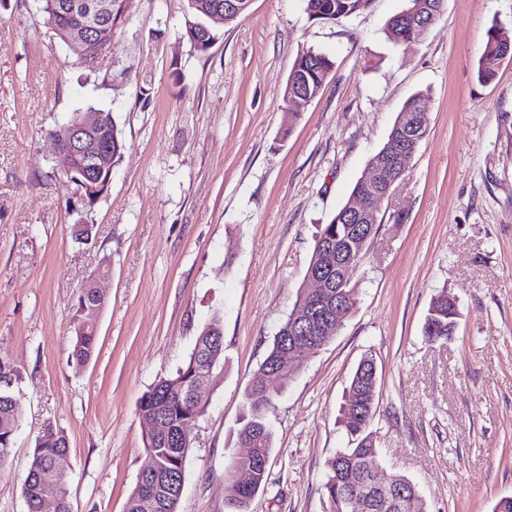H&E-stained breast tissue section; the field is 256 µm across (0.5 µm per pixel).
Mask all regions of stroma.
Here are the masks:
<instances>
[{"instance_id": "obj_1", "label": "stroma", "mask_w": 512, "mask_h": 512, "mask_svg": "<svg viewBox=\"0 0 512 512\" xmlns=\"http://www.w3.org/2000/svg\"><path fill=\"white\" fill-rule=\"evenodd\" d=\"M405 3L319 23L303 0H251L200 53L184 36L188 0H130L88 67L39 0H0V357L19 376L21 416L0 512H27L23 481L49 423L69 442L72 512H124L149 464L139 401L215 314L224 367L190 429L178 512H230L224 474L241 452L245 389L306 286L321 225L420 91L429 133L377 204L355 308L288 385L270 387L268 479L249 512H325L326 463L347 443L339 405L366 356L379 462L410 478L429 512H492L512 495V62L477 78L488 28L512 35V0H444L425 38L398 47L385 26ZM308 49L334 68L299 107L283 87ZM91 106L112 111L126 147L85 216L53 170L50 132ZM91 278L107 304L78 368L72 325ZM443 290L458 326L431 343L422 327Z\"/></svg>"}]
</instances>
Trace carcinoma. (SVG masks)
Segmentation results:
<instances>
[{"mask_svg":"<svg viewBox=\"0 0 512 512\" xmlns=\"http://www.w3.org/2000/svg\"><path fill=\"white\" fill-rule=\"evenodd\" d=\"M42 11L54 35L84 64L94 61L101 47L94 40L78 37L77 29L86 22L85 14L77 8L81 0H41ZM194 21L186 25V36L193 47L206 52L216 39L215 26L233 24L234 16L224 21V0H188ZM305 11L315 21L335 22L367 9L372 0H304ZM440 0H406L404 9L394 15L387 24L391 33H398V44L417 42L419 28L424 22H436L441 11ZM209 32V43L197 40L199 29ZM512 53V43L500 35L497 26L486 33L477 65V78L482 83L491 82L499 69L505 52ZM333 61L326 54L307 50L300 54L290 70L289 76L302 79L301 89L321 92ZM426 97L417 93L410 97L398 112L387 140L374 158L397 155L400 148L409 144L404 130V117L425 105ZM99 126L112 141V164H117L124 151L122 131L112 112L99 110ZM53 169L66 178L73 194L81 204L82 211L91 212L107 194L112 181V171L107 170L88 181L83 176V159L64 155L62 162H54ZM350 215L347 207L338 210L330 223L324 225L316 237L308 267L321 268L325 246L333 251L349 250ZM325 301L342 308L349 315L356 305L355 296L345 288H330ZM309 307L306 290L297 295L295 304L273 339L272 347L252 374L245 393L249 418L239 430L248 434L251 454L230 459L225 471V482L229 487V503L232 512H248L253 498L267 480L270 452L273 447L272 433L265 423V413L272 407L270 392L264 390L267 372L278 362L286 338L290 336L302 314ZM458 308L448 301V294L435 295L430 303L423 326V335L431 342L448 340V327L457 326ZM74 336L69 360L81 367L91 359L96 346L97 326L85 321L80 313L73 321ZM374 359L366 356L360 360L350 378L341 405V425L348 443L336 451L327 461V481L324 484L325 512H354L351 501L360 496L364 499V512H427V505L415 484L406 476L376 468L379 457L369 431L373 414L368 404L378 399V381L373 379L370 368ZM224 366V325L220 315H213L205 322L196 338L194 347L186 361L170 376L157 381L140 399L139 414L158 415L163 419L166 433L151 435L144 441L146 453L156 457L161 474L140 477L129 495L125 512H144L143 502L153 497L158 502L154 512H177L180 501L179 489L184 484L187 457L192 439L176 436V430L193 418H200L206 404L189 395V386L198 379H210L215 370ZM16 374L9 362L0 358V466L4 465L13 447L14 435L19 427L14 382ZM68 443L62 431L48 425L35 440L30 466L23 482V496L28 512H39L40 493L44 484L54 482L60 486L59 512H70L68 482L66 476L54 468L58 455L67 452Z\"/></svg>","mask_w":512,"mask_h":512,"instance_id":"cac0c4a2","label":"carcinoma"}]
</instances>
